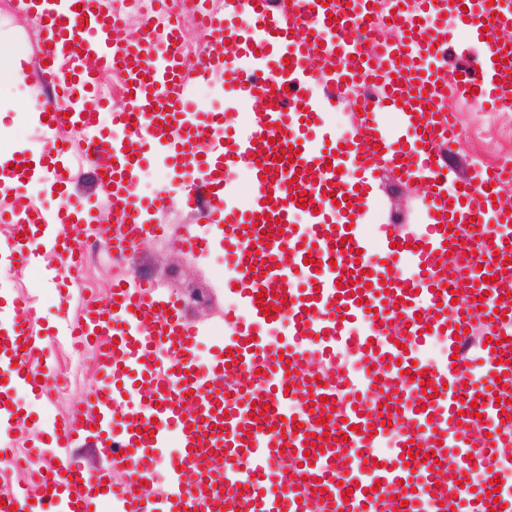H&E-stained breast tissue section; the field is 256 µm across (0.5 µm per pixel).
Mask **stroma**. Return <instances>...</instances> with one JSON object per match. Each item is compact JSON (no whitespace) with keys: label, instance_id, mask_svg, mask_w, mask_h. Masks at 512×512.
I'll return each mask as SVG.
<instances>
[{"label":"stroma","instance_id":"obj_1","mask_svg":"<svg viewBox=\"0 0 512 512\" xmlns=\"http://www.w3.org/2000/svg\"><path fill=\"white\" fill-rule=\"evenodd\" d=\"M38 38V32L29 28L22 15L0 10V53L15 55V70L23 75L21 83L0 85V155L21 146L35 153L45 147L36 116L20 105L25 94L38 92L30 77L23 74L24 64L30 61ZM195 97L220 105L228 125L233 128L242 130L250 123L247 107L229 104L224 73H214L198 82ZM450 105L459 112L461 126L474 132L473 137L460 140L448 155V164L458 176H469L474 167L493 164L503 152L512 151V137L506 136L500 128L502 113L481 111L460 98L451 99ZM371 182L373 192L361 216L368 233L378 235L386 225L403 234L419 232L427 219L423 197L412 193L406 180L384 167L372 175ZM59 265V257L50 252L29 268L1 274L0 293L16 287L27 290L36 298L45 323L58 324L67 313L60 309L55 287L45 280L44 269ZM135 272L183 296L209 294V303L192 309L191 315L203 323L221 327L224 308L231 302L222 288L224 249L221 245H214L204 258L197 260L149 240L127 260L119 262L104 254L88 264L82 273V287L89 301L103 303L108 300L112 283L119 274Z\"/></svg>","mask_w":512,"mask_h":512}]
</instances>
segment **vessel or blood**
Wrapping results in <instances>:
<instances>
[{"label": "vessel or blood", "instance_id": "vessel-or-blood-1", "mask_svg": "<svg viewBox=\"0 0 512 512\" xmlns=\"http://www.w3.org/2000/svg\"><path fill=\"white\" fill-rule=\"evenodd\" d=\"M388 4L401 19L395 42L359 35L377 14L375 0H288L284 9L272 0H224L201 15L213 40L191 71L170 49L181 38L171 9L127 42L112 0H17L41 32L30 75L56 94L36 99L46 148L0 160V191L16 195L37 182L56 191L58 204L47 209L27 198L1 209L0 222L14 233L0 240V252L21 265L46 250L69 259L84 228L120 260L146 237H170L194 258L218 243L231 263L224 292L233 302L224 309V338L202 368L195 354L208 328L177 296L134 275L113 282L98 305L75 288V266L53 271L61 305L78 307L62 334L92 345L97 381L68 415L45 421L27 415L23 402L50 400L55 368L47 351L57 335L43 331L31 297L0 300V460L15 463L23 440L56 464L51 482L1 484L0 512H378L400 486L412 493V512H447L454 499L461 512H512L511 481L495 499L490 484L458 481L512 441V427L500 426L512 415V403L500 399L512 388V276L500 262L512 255V213L493 202L512 186V166L461 180L446 159L457 136L449 97L484 111L512 109V44L500 40L512 29V0ZM464 37L482 42V60L459 70L442 65L435 47ZM228 40L240 49L229 90L257 111L233 134L224 131L223 112L190 100L195 83L223 69ZM89 55L95 68L84 64ZM112 69L126 89L115 111L98 89L99 72ZM377 81L379 97L361 101L354 132L337 137L328 120L333 100L349 84ZM388 110L390 127L377 119ZM65 127L76 139H59ZM87 144L107 157L98 196L71 190ZM289 147L299 151L291 160L281 156ZM377 163L425 178L420 234L389 229L372 239L358 224ZM152 167L191 178L178 206L193 221L180 235L161 218L166 196L137 192ZM241 169L250 183L243 204L231 179ZM336 194L347 203H333ZM102 206L115 223H97ZM456 226L479 236L465 278L486 281L488 291L467 317L449 287V257L462 250ZM472 319L488 325L491 339L479 356L484 380L468 382L467 360L455 350ZM399 320L405 332L393 330ZM436 339L446 353L440 364L420 355ZM343 352L355 355L353 367L337 365ZM315 361L331 370L327 386L313 384ZM256 369L257 382L249 377ZM231 373L241 390L233 402L224 396ZM419 378L426 390H417ZM340 387L371 390L383 405L330 406ZM477 413L485 431L478 439ZM395 431L412 450L390 444ZM342 437L349 453L341 459ZM310 442L321 448L312 460L304 454ZM172 444L177 453L159 491L156 462ZM88 445L102 457L91 470L75 454ZM428 453L435 464L425 463ZM283 459L299 466L303 482L273 469ZM309 478L324 491L318 511Z\"/></svg>", "mask_w": 512, "mask_h": 512}]
</instances>
